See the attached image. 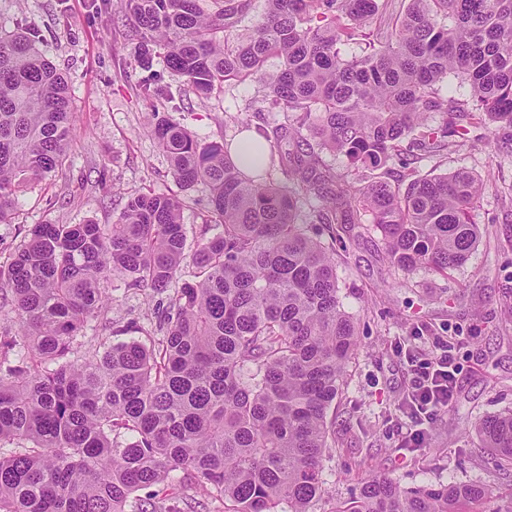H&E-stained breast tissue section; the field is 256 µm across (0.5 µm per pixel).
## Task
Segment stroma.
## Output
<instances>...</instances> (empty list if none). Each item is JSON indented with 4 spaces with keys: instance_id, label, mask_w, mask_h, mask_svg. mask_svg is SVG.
Masks as SVG:
<instances>
[{
    "instance_id": "stroma-1",
    "label": "stroma",
    "mask_w": 512,
    "mask_h": 512,
    "mask_svg": "<svg viewBox=\"0 0 512 512\" xmlns=\"http://www.w3.org/2000/svg\"><path fill=\"white\" fill-rule=\"evenodd\" d=\"M0 22L38 32L42 50L71 86L76 134L68 166L22 192L14 218L0 223V263L33 225L110 224L129 194L145 187L180 191L149 132L150 108L136 92L147 72H156L175 96L159 104V112L199 142L241 138L239 119L246 115L254 130L283 118L254 114L258 82L231 80L205 97L161 58L142 69L114 0H0ZM461 166L484 181L472 213L481 238L466 265L445 276L427 267L398 270L386 260L379 235L363 226L354 227L337 252L340 296L358 326L359 349L335 406L338 443L322 461L327 491L312 512H334L375 474L404 488L479 480L512 495V474L499 471L471 435L478 418L512 410V141L475 128L461 146L420 162L419 170L449 173ZM165 315L158 296L116 279L108 329L86 336L147 344ZM420 333L430 349L449 347L461 372L453 406L427 425L426 447L408 449L404 442L416 425L405 405L412 375L396 350Z\"/></svg>"
}]
</instances>
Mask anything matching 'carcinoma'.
<instances>
[{
    "label": "carcinoma",
    "mask_w": 512,
    "mask_h": 512,
    "mask_svg": "<svg viewBox=\"0 0 512 512\" xmlns=\"http://www.w3.org/2000/svg\"><path fill=\"white\" fill-rule=\"evenodd\" d=\"M139 57L155 48L199 95L224 82L262 85L258 112H283L272 135L285 180L261 147L200 143L180 123L151 127L183 191L208 192L200 237L186 248L184 199L153 189L111 224H35L0 265V308L19 323L0 336V512H312L322 460L336 445L332 405L347 387L358 332L343 309L336 241L369 224L389 262L446 274L464 265L480 230L483 180L415 164L456 145L464 126L512 139V0H119ZM249 23L250 34L232 38ZM282 60L269 73L267 59ZM450 76L472 107L439 94ZM138 96L172 100L152 77ZM67 77L33 30L0 26V223L18 193L66 167L75 142ZM343 155L352 176L324 163ZM240 155L253 156L241 168ZM404 174L385 175L393 161ZM327 226L330 241L312 225ZM194 282L178 284L184 264ZM166 295L161 336L82 351L112 305V279ZM479 447L512 470V413L474 425ZM158 491L135 497L143 488ZM204 498L177 510L175 487ZM495 498L478 480L403 489L375 475L336 512H464Z\"/></svg>",
    "instance_id": "1"
}]
</instances>
